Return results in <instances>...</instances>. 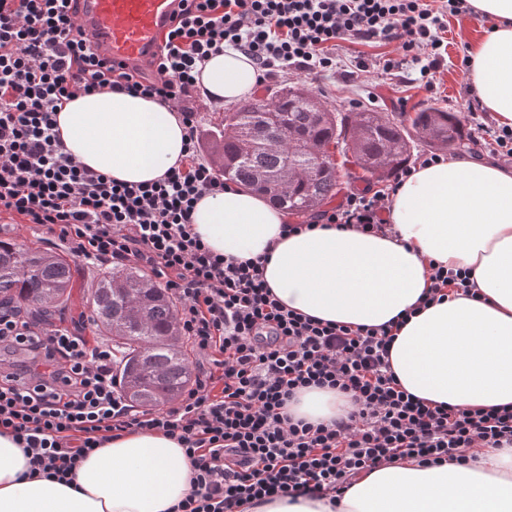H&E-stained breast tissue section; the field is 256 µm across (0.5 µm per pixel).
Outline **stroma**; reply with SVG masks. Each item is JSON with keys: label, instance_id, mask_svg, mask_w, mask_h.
I'll list each match as a JSON object with an SVG mask.
<instances>
[{"label": "stroma", "instance_id": "stroma-1", "mask_svg": "<svg viewBox=\"0 0 512 512\" xmlns=\"http://www.w3.org/2000/svg\"><path fill=\"white\" fill-rule=\"evenodd\" d=\"M487 19L462 15L448 20L444 34L447 44L444 58L433 73L432 86L416 80L415 70L406 69L395 75H388L373 68L347 78L343 73L323 75H297L288 73L276 79V86L296 85L316 96L329 109L336 112H351L354 106H374L375 110L397 115V101H404L406 114H413L420 108L436 104L447 110H454L457 101L464 94L465 74L460 67L463 55L468 54L473 40L488 31ZM74 288L68 309L64 312V325L82 327V312L88 309V287L102 267L73 260Z\"/></svg>", "mask_w": 512, "mask_h": 512}]
</instances>
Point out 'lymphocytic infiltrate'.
<instances>
[{
	"label": "lymphocytic infiltrate",
	"instance_id": "obj_1",
	"mask_svg": "<svg viewBox=\"0 0 512 512\" xmlns=\"http://www.w3.org/2000/svg\"><path fill=\"white\" fill-rule=\"evenodd\" d=\"M73 0H0V215L39 224L90 264L136 266L173 299L181 333L200 361L175 404L132 405L103 337L0 309V347L20 364L0 369V430L11 433L30 477L68 481L93 450L146 429L177 441L193 490L172 512H241L254 502L305 495L340 498L358 473L414 457L434 465L479 448L512 447V408L460 410L404 391L389 363L400 321L350 327L286 308L261 260L211 251L192 225L202 194L228 182L202 156L194 100L211 55L247 56L260 84L287 72L336 71L338 42H399L401 60L436 70L448 17L465 0H179L153 77L100 57ZM134 93L177 110L186 128L181 166L128 184L80 166L62 150L56 112L101 89ZM386 190L351 192L323 212V227L383 233ZM468 272L434 267L428 307L470 293ZM333 389L354 408L327 423L287 416L307 389Z\"/></svg>",
	"mask_w": 512,
	"mask_h": 512
}]
</instances>
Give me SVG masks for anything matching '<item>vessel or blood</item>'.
Segmentation results:
<instances>
[{"mask_svg": "<svg viewBox=\"0 0 512 512\" xmlns=\"http://www.w3.org/2000/svg\"><path fill=\"white\" fill-rule=\"evenodd\" d=\"M174 8L173 0H79L78 22L100 56L147 75Z\"/></svg>", "mask_w": 512, "mask_h": 512, "instance_id": "vessel-or-blood-1", "label": "vessel or blood"}]
</instances>
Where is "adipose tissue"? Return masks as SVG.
I'll list each match as a JSON object with an SVG mask.
<instances>
[{
  "label": "adipose tissue",
  "instance_id": "adipose-tissue-1",
  "mask_svg": "<svg viewBox=\"0 0 512 512\" xmlns=\"http://www.w3.org/2000/svg\"><path fill=\"white\" fill-rule=\"evenodd\" d=\"M492 30L470 49L468 82L499 125L512 127V0H468ZM258 72L227 50L199 81L218 101L251 94ZM65 153L128 183L153 182L179 166L186 129L158 101L107 90L58 111ZM386 234L316 229L286 235L288 214L241 186L204 194L192 222L215 253L263 262V278L289 309L350 326L381 325L408 310L430 284L432 264L469 270L478 298L452 296L400 328L390 366L401 387L458 408L512 405V166L451 154L416 167L386 200ZM326 389L302 391L288 414L312 423L350 412ZM27 459L0 434V512H167L192 490L176 441L127 433L92 452L72 483L28 479ZM248 512H512V448H486L440 466L402 458L360 472L337 505L311 496L276 498Z\"/></svg>",
  "mask_w": 512,
  "mask_h": 512
}]
</instances>
